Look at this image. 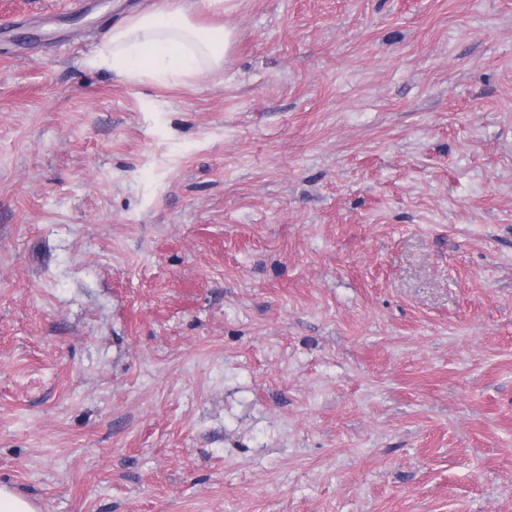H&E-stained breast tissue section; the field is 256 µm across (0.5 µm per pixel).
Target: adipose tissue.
<instances>
[{"instance_id":"1","label":"adipose tissue","mask_w":512,"mask_h":512,"mask_svg":"<svg viewBox=\"0 0 512 512\" xmlns=\"http://www.w3.org/2000/svg\"><path fill=\"white\" fill-rule=\"evenodd\" d=\"M194 8L193 0H156L150 9L113 27L96 57L97 65L128 81L159 84L220 67L235 43V33L198 24Z\"/></svg>"}]
</instances>
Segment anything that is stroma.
<instances>
[{
    "instance_id": "35a3bbf8",
    "label": "stroma",
    "mask_w": 512,
    "mask_h": 512,
    "mask_svg": "<svg viewBox=\"0 0 512 512\" xmlns=\"http://www.w3.org/2000/svg\"><path fill=\"white\" fill-rule=\"evenodd\" d=\"M0 0V484L38 512H512V0ZM191 0H157L148 10L112 27L96 64L127 80L167 84L219 68L235 43L224 26L194 19Z\"/></svg>"
}]
</instances>
